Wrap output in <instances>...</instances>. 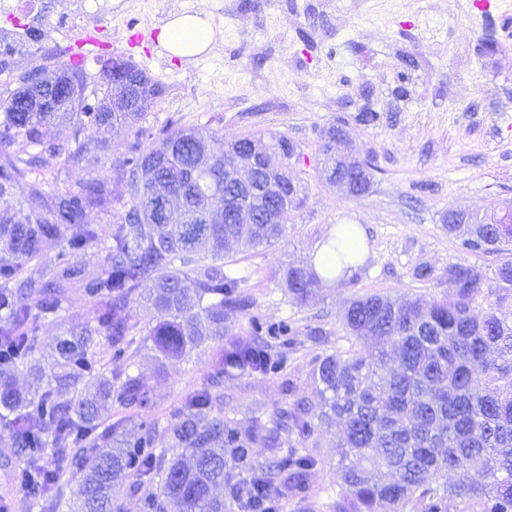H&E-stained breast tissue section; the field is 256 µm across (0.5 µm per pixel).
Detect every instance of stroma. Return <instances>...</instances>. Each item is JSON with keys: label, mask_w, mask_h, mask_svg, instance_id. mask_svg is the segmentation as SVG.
<instances>
[{"label": "stroma", "mask_w": 512, "mask_h": 512, "mask_svg": "<svg viewBox=\"0 0 512 512\" xmlns=\"http://www.w3.org/2000/svg\"><path fill=\"white\" fill-rule=\"evenodd\" d=\"M67 0H0V39L12 45L14 75L33 67L56 71L64 58L50 38ZM102 20L97 45L84 46L87 74L97 75L103 54L132 59L164 92L145 126L201 124L233 140L255 132L282 133L299 153L290 170L304 188L288 231L274 245L240 241L230 257L249 273L250 304L229 315L226 339L251 334V322L292 320L298 345L284 373L241 374L224 381V413L255 432L271 416L304 399L316 405L313 359L347 346L343 316L356 295L453 294L446 270L469 264L487 274L484 302H495L492 274L502 257L461 250L445 230L451 209L483 211L512 202V0L488 8L484 0H121ZM209 17L214 39L198 56L170 54L158 41L173 16ZM497 50L485 54L486 41ZM380 112L377 125L355 116L363 106ZM346 121L351 149L372 158L377 172L369 195L349 196L323 183L319 132ZM335 224L363 225L367 251L355 284H321L302 306L289 303L282 276L306 265ZM434 267L428 281L415 267ZM322 335H312V328ZM223 342L179 362L159 363L150 348L135 372L151 387L155 405L128 426L156 425L166 448L171 411L200 388L219 363ZM339 427L319 431L313 453L320 471L309 501L284 502L282 512H332L341 488L336 478ZM16 459L0 442V504L7 512H39L12 479Z\"/></svg>", "instance_id": "obj_1"}]
</instances>
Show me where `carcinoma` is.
Listing matches in <instances>:
<instances>
[{
  "label": "carcinoma",
  "mask_w": 512,
  "mask_h": 512,
  "mask_svg": "<svg viewBox=\"0 0 512 512\" xmlns=\"http://www.w3.org/2000/svg\"><path fill=\"white\" fill-rule=\"evenodd\" d=\"M108 64L98 75L99 105L76 110L87 86L78 65L58 68L63 97L46 91L35 100L29 71L0 103V438L19 458L15 482L40 512H61L64 504L67 512H121L122 479L131 477L149 488L143 512H167L171 503L179 512H224L226 499L248 512H280L284 501L307 498L319 469L308 443L317 430L338 421L343 495L336 512H374L379 501L394 512H445L449 500L462 505L460 512H512V321L497 314L512 300L511 259L495 269L494 305L479 302L482 271L461 263L448 266L454 293L443 300L353 298L345 332L376 345L315 357L319 403L308 407L298 401L274 421L288 440V451L274 460L276 486L252 459L253 437L224 419L218 404L224 376L283 370L285 350L297 347L298 332L288 321L253 326V335L280 340L279 352L253 339L224 345L210 381L172 413L170 447H154L150 426L128 437L126 423L154 402L140 375L109 372V365L131 364L148 342L158 357L180 361L208 341L224 340V320L248 303L246 276L228 268L227 246L241 239L269 246L282 238L303 188L291 178L268 188L267 164L288 167L297 157L283 134L245 135L216 149L219 135L205 126L158 134L141 126L118 157L109 154L106 141L80 138L87 125H109L114 132L135 125L163 94L131 62L128 81L139 86V102L130 111H112L108 102L121 89L107 80ZM50 125L56 136L47 140L44 129ZM247 143L263 145L266 157L256 162L255 198L241 205L260 217L275 209L269 224L222 219L224 196L233 190L234 151ZM15 144L21 149L11 150ZM319 153L326 183L347 179L350 196L369 193L374 168L347 151L343 123L322 131ZM46 154L67 161L104 157L110 174L66 185L43 171ZM21 186L25 193L17 202ZM169 197L181 202L180 224L161 216ZM92 212L111 224L109 231L89 221ZM443 223L465 250L512 251V209L470 212L465 224H450L445 214ZM68 255L96 261L99 274L86 277ZM35 260L44 261L37 279L26 274ZM318 284L310 267L284 273L288 300L297 306ZM74 288L93 303L94 316L58 338L45 388L24 394L15 385L16 373L43 377L39 329L62 319ZM141 300L163 318L143 325L133 319L130 307ZM100 336L107 348L96 361ZM86 378L98 384L92 397L78 390ZM46 448L54 450L59 465L38 463ZM71 469L80 480L67 496ZM233 469L249 480L231 481ZM450 472L456 475L452 482Z\"/></svg>",
  "instance_id": "1"
}]
</instances>
